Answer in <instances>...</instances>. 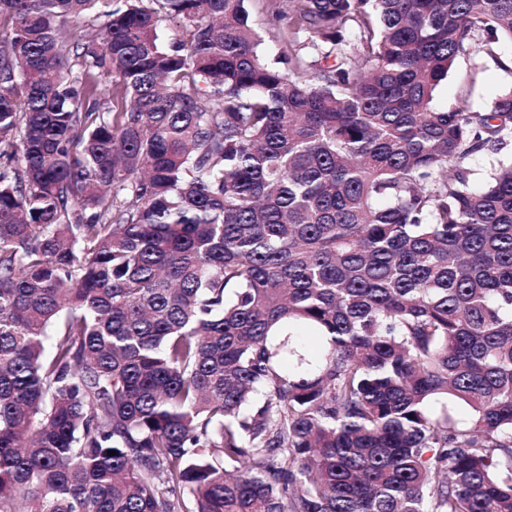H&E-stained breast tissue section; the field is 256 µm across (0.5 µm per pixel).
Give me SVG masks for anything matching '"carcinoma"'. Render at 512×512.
<instances>
[{
	"mask_svg": "<svg viewBox=\"0 0 512 512\" xmlns=\"http://www.w3.org/2000/svg\"><path fill=\"white\" fill-rule=\"evenodd\" d=\"M248 2L0 0V512H512V0ZM265 3V0H250L248 9L251 22L262 35L263 42L259 46L260 54L264 57H273L281 47L284 35L281 29L268 23ZM495 52L508 67L490 57H460L437 88L433 105L443 108L466 98L472 112L488 110L496 98L512 88V44L503 40ZM512 155V140L507 141V145L501 150L498 155H493L490 152L476 155L472 157L468 162V168L471 170V179L476 182L484 179L487 176L490 164L494 157Z\"/></svg>",
	"mask_w": 512,
	"mask_h": 512,
	"instance_id": "cac0c4a2",
	"label": "carcinoma"
}]
</instances>
